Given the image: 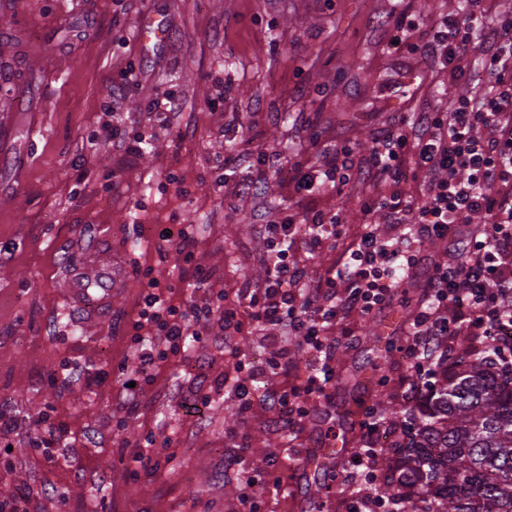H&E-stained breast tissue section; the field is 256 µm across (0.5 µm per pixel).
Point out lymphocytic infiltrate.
I'll list each match as a JSON object with an SVG mask.
<instances>
[{
  "mask_svg": "<svg viewBox=\"0 0 512 512\" xmlns=\"http://www.w3.org/2000/svg\"><path fill=\"white\" fill-rule=\"evenodd\" d=\"M483 2L465 0L464 19L446 17L435 22L432 38L420 52L447 66L482 46L485 80L448 111L418 113L408 127L389 131L366 161L369 172L377 177L399 181L410 166L421 173L433 189L423 203L413 205L397 193L381 208L389 223L406 225L413 241L448 243V259L430 269L426 300L411 324L414 343L408 354L419 376L434 364L448 338L495 336L502 354H512V18L491 19ZM263 163L304 195L313 193L320 182L344 180L348 170L347 165L336 163L322 170L290 165L278 156L265 157ZM477 215L483 216V223H474ZM323 228L319 216L300 230L291 223L261 225L267 242V276L262 283L245 288L244 309L222 311L225 322L237 323L244 311L250 327L280 326L289 335L303 337L316 351L304 384L266 388L258 395L247 385H234L242 408L261 398L278 411L286 430L312 412L310 398L323 395L335 377L331 347L324 336L327 324L342 308L363 313L381 308L399 273L420 261L418 252L363 232L327 281L331 288L346 286L342 306H324L318 289L299 288L302 271L292 257L297 234L318 247ZM149 286L139 323L158 325L171 348H178L187 336L184 322L196 311L165 307L156 293L157 281Z\"/></svg>",
  "mask_w": 512,
  "mask_h": 512,
  "instance_id": "obj_1",
  "label": "lymphocytic infiltrate"
}]
</instances>
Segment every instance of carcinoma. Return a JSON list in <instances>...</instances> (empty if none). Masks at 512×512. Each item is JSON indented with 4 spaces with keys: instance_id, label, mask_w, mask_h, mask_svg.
<instances>
[{
    "instance_id": "cac0c4a2",
    "label": "carcinoma",
    "mask_w": 512,
    "mask_h": 512,
    "mask_svg": "<svg viewBox=\"0 0 512 512\" xmlns=\"http://www.w3.org/2000/svg\"><path fill=\"white\" fill-rule=\"evenodd\" d=\"M494 355L486 338L462 349L400 412L378 394L380 417L404 435L381 451L384 499L410 512H512V366Z\"/></svg>"
}]
</instances>
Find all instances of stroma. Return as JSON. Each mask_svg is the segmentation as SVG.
I'll return each instance as SVG.
<instances>
[{
    "label": "stroma",
    "instance_id": "35a3bbf8",
    "mask_svg": "<svg viewBox=\"0 0 512 512\" xmlns=\"http://www.w3.org/2000/svg\"><path fill=\"white\" fill-rule=\"evenodd\" d=\"M463 0H0V408L16 417L0 432V502L26 493L34 512H349L356 491L350 458L363 443L364 411L377 389L403 406L415 373L401 348L431 263L446 261L435 240L422 264L365 314H339L327 331L336 376L293 435L278 413L254 403L241 412L225 378L251 384L249 364L288 350L302 383L314 350L280 327L225 324L246 283L266 277L263 224L335 218L324 244H295L301 287L326 289L363 231L411 246L403 225L386 223L380 202L402 188L414 202L424 179L401 186L361 175L381 132L414 113L444 112L470 95L484 72L478 56L443 66L423 62L432 22L458 16ZM163 24L158 48H144L138 20ZM399 46L388 43L397 20ZM121 102L142 150L112 144L104 109L127 74ZM178 97L159 115L153 101ZM347 151L350 181L295 195L261 166L279 152L290 163L326 167ZM236 165L223 169L227 154ZM249 176L258 187L242 193ZM183 230L188 252L163 241ZM107 254L123 274L101 325L71 308L67 270ZM177 309L197 307L180 349L143 366L134 323L150 281ZM136 380L129 391L127 380ZM347 436L340 466L301 468L315 443ZM51 440L58 461L42 451ZM151 451L152 470L134 459ZM237 467L225 469V457ZM269 472L249 487L239 472Z\"/></svg>",
    "mask_w": 512,
    "mask_h": 512
}]
</instances>
